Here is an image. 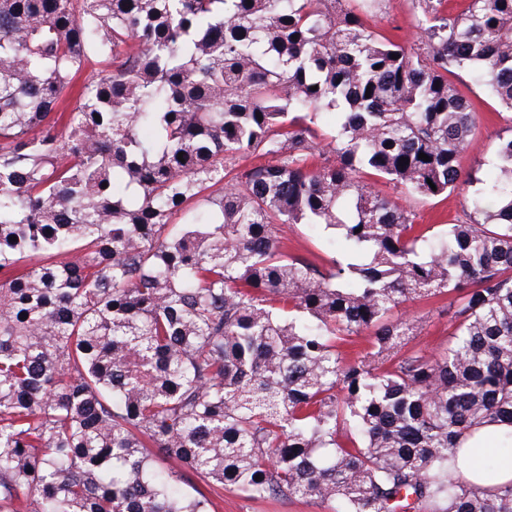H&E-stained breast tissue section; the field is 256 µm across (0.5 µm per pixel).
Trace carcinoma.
<instances>
[{
    "mask_svg": "<svg viewBox=\"0 0 512 512\" xmlns=\"http://www.w3.org/2000/svg\"><path fill=\"white\" fill-rule=\"evenodd\" d=\"M386 2L0 0V512H215L187 472L331 512H512V481L451 474L512 426V124L497 180L463 172L455 83L512 110V0H412L409 46L367 25ZM377 179L477 188L429 237ZM438 297L448 346L406 349L421 318L392 310ZM288 248L293 252L312 250L320 257L321 262L329 266L335 259L333 246L324 238L313 235L305 225H294L288 229ZM508 431L512 432V427L491 423L475 432L463 446L467 449L459 462L461 474L471 479L472 483L480 488L512 481V455L499 456L497 470L492 478L484 476L480 461L482 455H492L497 452L501 437Z\"/></svg>",
    "mask_w": 512,
    "mask_h": 512,
    "instance_id": "cac0c4a2",
    "label": "carcinoma"
}]
</instances>
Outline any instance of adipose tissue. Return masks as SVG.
I'll list each match as a JSON object with an SVG mask.
<instances>
[{"label":"adipose tissue","mask_w":512,"mask_h":512,"mask_svg":"<svg viewBox=\"0 0 512 512\" xmlns=\"http://www.w3.org/2000/svg\"><path fill=\"white\" fill-rule=\"evenodd\" d=\"M508 431L507 426L497 423L489 424L475 432L466 443V451L459 463V470L465 477L471 479L476 486L485 488L490 484L512 481V455H498L497 450L500 440ZM497 455L498 466L493 477H485L483 474L482 456Z\"/></svg>","instance_id":"obj_1"}]
</instances>
